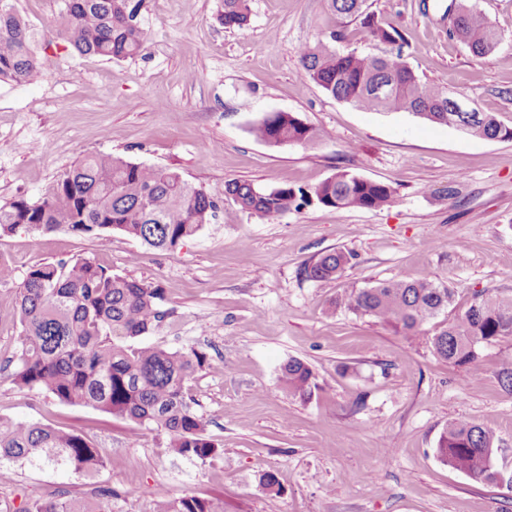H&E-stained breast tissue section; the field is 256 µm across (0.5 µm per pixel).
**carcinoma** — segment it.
<instances>
[{
  "label": "carcinoma",
  "mask_w": 512,
  "mask_h": 512,
  "mask_svg": "<svg viewBox=\"0 0 512 512\" xmlns=\"http://www.w3.org/2000/svg\"><path fill=\"white\" fill-rule=\"evenodd\" d=\"M339 23L360 17L361 38L395 46L402 40L364 14L365 0H327ZM448 35L481 58L492 52L500 34L479 10L460 0ZM224 28L243 27L250 0H222ZM141 0H60L61 35L81 55L112 60L145 51L139 20ZM30 26L16 12L13 0H0V78L30 82L42 73L32 50ZM299 62L322 91L357 109L408 112L431 123L448 124V93L424 82L402 50L375 56L355 49L342 52L322 40L306 41L297 51ZM457 114L458 128L481 139H512L490 112L468 120ZM271 146L307 144L317 131L289 112L266 116L251 129ZM224 197L251 215L272 217L298 210L314 198L324 207L380 209L390 205L395 188L338 170L308 192L288 185L261 188L230 180ZM217 202L200 186L171 169L146 166L110 154L87 156L58 180L37 202L25 198L0 206V231L22 224L52 232H70L97 241L119 231L157 249L174 251L216 217ZM352 254L332 251L306 270L315 281L337 279ZM22 325L18 351L0 365V382L29 392H46L59 402L92 407L120 416L139 428L161 435L165 453L205 462L223 448L207 431V423L189 394L195 373L213 368L206 352L191 348L170 351L140 339L161 330L172 315L166 289L112 272L89 258L28 267L16 295ZM454 302V291L428 279L398 278L339 294L334 307L368 316L395 333L415 337ZM512 337V299L486 296L475 300L452 322L435 329L429 342L435 354L460 366L474 365L486 344ZM280 383L303 402L319 389L312 368L296 358L282 365ZM496 433L465 419L448 422L437 451L452 468L484 482L501 480L492 470ZM44 462L93 475L106 466L100 449L75 430L0 417L1 462ZM115 493L108 489L91 499L58 495L29 500L17 512H114ZM151 512H222L215 503L195 496L175 498L164 490L152 497Z\"/></svg>",
  "instance_id": "obj_1"
}]
</instances>
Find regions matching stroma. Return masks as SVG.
Returning a JSON list of instances; mask_svg holds the SVG:
<instances>
[{"mask_svg": "<svg viewBox=\"0 0 512 512\" xmlns=\"http://www.w3.org/2000/svg\"><path fill=\"white\" fill-rule=\"evenodd\" d=\"M474 2L501 35L481 58L449 38V0H366L365 9L400 32L423 81L512 128V0ZM15 6L34 32L43 75L0 80V205L37 201L77 161L105 153L177 170L219 209L174 252L117 231L101 248L64 228L20 226L0 235V258L20 275L39 262L91 258L166 288L173 314L150 341L208 354L212 365L190 391L223 453L205 463L160 455L157 434L127 420L0 384V416L77 430L108 459L92 479L12 465L0 503L109 486L119 493L116 512H151L160 487L220 500L224 512H512V486L474 480L437 454L449 421L466 419L498 435L493 465L512 476V392L498 380L512 339L484 347L477 366H457L433 353L434 325L410 338L331 310L341 291L401 277L454 288L443 323L475 295L512 298V140L328 97L297 56L300 44L335 30L326 0H251L248 25L234 30L219 19L220 0H142L149 48L119 62L71 49L55 0ZM271 112L296 114L319 139L278 147L255 139L252 125ZM45 141L53 153L40 152ZM341 167L391 184L393 203L336 210L313 202L260 218L224 199L230 180L309 190ZM336 249L353 255L341 278L305 277ZM15 294L0 287V360L22 331ZM291 358L317 376L309 401L278 381ZM265 472L280 493L260 486Z\"/></svg>", "mask_w": 512, "mask_h": 512, "instance_id": "1", "label": "stroma"}]
</instances>
